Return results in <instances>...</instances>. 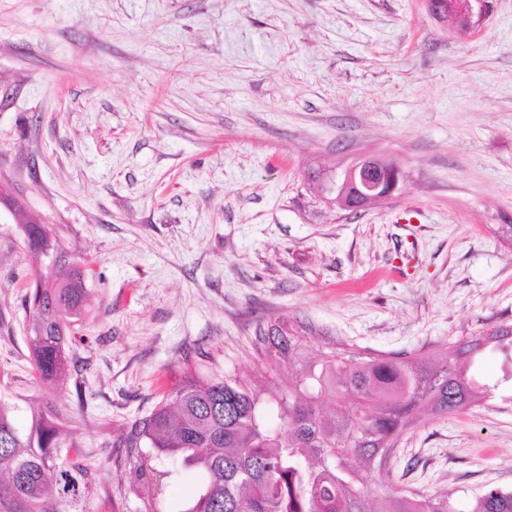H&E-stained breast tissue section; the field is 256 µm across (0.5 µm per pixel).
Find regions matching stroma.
<instances>
[{
	"label": "stroma",
	"instance_id": "stroma-1",
	"mask_svg": "<svg viewBox=\"0 0 512 512\" xmlns=\"http://www.w3.org/2000/svg\"><path fill=\"white\" fill-rule=\"evenodd\" d=\"M430 0H0V184L91 288L73 367L41 381L23 298L35 276L0 222V405L20 427L52 402L87 456L91 512H173L178 470L147 496L118 442L195 371L267 389L259 325L300 318L336 342L433 356L512 327V0L480 23ZM365 156L404 178L357 212L307 169ZM490 346L472 371L501 380ZM502 382V380H501ZM398 442L393 485L458 512L512 489V381Z\"/></svg>",
	"mask_w": 512,
	"mask_h": 512
}]
</instances>
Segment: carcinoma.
Masks as SVG:
<instances>
[{"instance_id":"cac0c4a2","label":"carcinoma","mask_w":512,"mask_h":512,"mask_svg":"<svg viewBox=\"0 0 512 512\" xmlns=\"http://www.w3.org/2000/svg\"><path fill=\"white\" fill-rule=\"evenodd\" d=\"M38 283L25 299L32 368L47 381L67 376L70 326L89 305L82 272L39 223L21 227ZM311 326L299 319L261 325L255 347L268 366L295 365L286 388L263 394L226 377L182 384L120 442L136 457L134 477L151 484L148 458H170L200 474L178 512H456L442 494H376L366 473L381 468L399 437L423 413L449 414L498 388L470 372L484 346L512 338L471 339L439 352L382 356L331 347L303 352ZM61 422L47 405L21 429L0 407V512H88L90 471L63 456ZM470 512H512V490L490 487Z\"/></svg>"}]
</instances>
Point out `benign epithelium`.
I'll return each instance as SVG.
<instances>
[{
  "label": "benign epithelium",
  "mask_w": 512,
  "mask_h": 512,
  "mask_svg": "<svg viewBox=\"0 0 512 512\" xmlns=\"http://www.w3.org/2000/svg\"><path fill=\"white\" fill-rule=\"evenodd\" d=\"M436 12L450 19L465 17L482 20L487 13L486 0H439ZM323 199L339 205L344 210H361L388 198L399 186L403 174L399 167L381 164L374 157H366L359 164L337 171L316 175L307 172Z\"/></svg>",
  "instance_id": "benign-epithelium-1"
}]
</instances>
